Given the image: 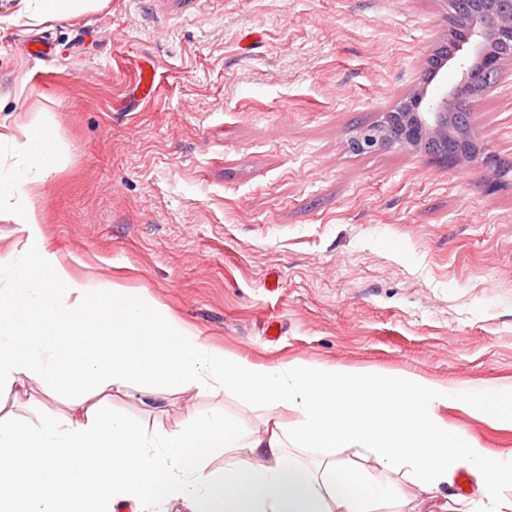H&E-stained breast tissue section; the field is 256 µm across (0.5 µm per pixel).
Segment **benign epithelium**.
Listing matches in <instances>:
<instances>
[{"label": "benign epithelium", "mask_w": 512, "mask_h": 512, "mask_svg": "<svg viewBox=\"0 0 512 512\" xmlns=\"http://www.w3.org/2000/svg\"><path fill=\"white\" fill-rule=\"evenodd\" d=\"M506 61H512V0H448V34L427 56V71L434 79V69L451 62L458 68L457 83L416 89L364 129L356 148L422 149L441 165L470 159L463 140H482L473 120L476 98L498 85ZM464 97L468 105L462 109Z\"/></svg>", "instance_id": "obj_1"}]
</instances>
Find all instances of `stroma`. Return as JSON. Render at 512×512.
Instances as JSON below:
<instances>
[{
    "label": "stroma",
    "instance_id": "obj_1",
    "mask_svg": "<svg viewBox=\"0 0 512 512\" xmlns=\"http://www.w3.org/2000/svg\"><path fill=\"white\" fill-rule=\"evenodd\" d=\"M15 10L0 0V124L58 129L41 243L75 277L148 298L258 364L512 388V61L474 115L496 181L477 157L352 148L421 81L446 36L443 0H100L36 26L10 23ZM40 37L52 58L28 55ZM110 406L162 431L195 411L252 429L267 415L193 386L147 402L132 386ZM10 410L35 424L76 413L35 383ZM439 414L512 453V423ZM397 482L417 512L472 488L429 499Z\"/></svg>",
    "mask_w": 512,
    "mask_h": 512
}]
</instances>
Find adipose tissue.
<instances>
[{"label":"adipose tissue","mask_w":512,"mask_h":512,"mask_svg":"<svg viewBox=\"0 0 512 512\" xmlns=\"http://www.w3.org/2000/svg\"><path fill=\"white\" fill-rule=\"evenodd\" d=\"M97 0H18L16 19L40 23L93 9ZM57 142L52 124L34 132H0L11 152L0 166V214L17 218L30 251L40 236L41 188L54 172L34 141ZM50 275L43 305L69 344L82 348L95 330L86 313L99 298L113 336L133 348L93 352L72 365L61 350L29 332L25 284L0 289V512H151L170 502L187 512H407L395 475L435 496L459 471L475 480L472 498L448 512H512V455L483 448L449 427L440 407L483 411L504 393L443 384L415 374L306 362L261 365L210 347L198 331L154 311L144 300L98 291L74 277L56 252L40 249ZM33 381L48 392L71 390L83 416L32 426L4 407L15 387ZM137 386L143 398L181 386L232 390L265 408L263 428L224 416L191 415L187 428L151 431L103 411L112 394ZM297 413L282 423L279 410ZM235 456L220 475L203 463L213 449Z\"/></svg>","instance_id":"1"}]
</instances>
